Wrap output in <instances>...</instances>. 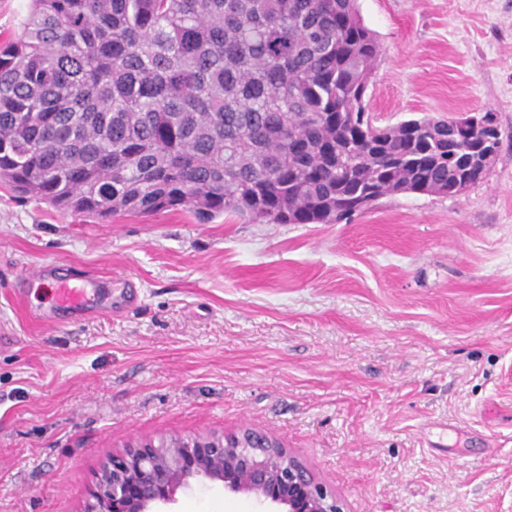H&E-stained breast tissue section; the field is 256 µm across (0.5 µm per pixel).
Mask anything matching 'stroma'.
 I'll return each instance as SVG.
<instances>
[{
  "label": "stroma",
  "instance_id": "stroma-1",
  "mask_svg": "<svg viewBox=\"0 0 512 512\" xmlns=\"http://www.w3.org/2000/svg\"><path fill=\"white\" fill-rule=\"evenodd\" d=\"M378 125L491 109L490 175L350 223L102 222L0 187V512H81L145 437L253 429L343 512H512V0H359ZM135 305L56 323L38 266ZM174 512H257L223 487Z\"/></svg>",
  "mask_w": 512,
  "mask_h": 512
}]
</instances>
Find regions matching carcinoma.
<instances>
[{
  "label": "carcinoma",
  "instance_id": "obj_1",
  "mask_svg": "<svg viewBox=\"0 0 512 512\" xmlns=\"http://www.w3.org/2000/svg\"><path fill=\"white\" fill-rule=\"evenodd\" d=\"M358 0H30L0 43V184L107 221L339 224L402 188L447 196L457 118L367 141L379 56Z\"/></svg>",
  "mask_w": 512,
  "mask_h": 512
}]
</instances>
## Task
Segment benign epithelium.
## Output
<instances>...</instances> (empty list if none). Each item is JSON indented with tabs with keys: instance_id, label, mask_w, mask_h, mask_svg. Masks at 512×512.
<instances>
[{
	"instance_id": "obj_1",
	"label": "benign epithelium",
	"mask_w": 512,
	"mask_h": 512,
	"mask_svg": "<svg viewBox=\"0 0 512 512\" xmlns=\"http://www.w3.org/2000/svg\"><path fill=\"white\" fill-rule=\"evenodd\" d=\"M484 139L503 136L497 113L469 112L461 123ZM220 485L279 512H341L336 494L272 437L244 429L192 438H146L112 455L81 512H168L178 489Z\"/></svg>"
}]
</instances>
